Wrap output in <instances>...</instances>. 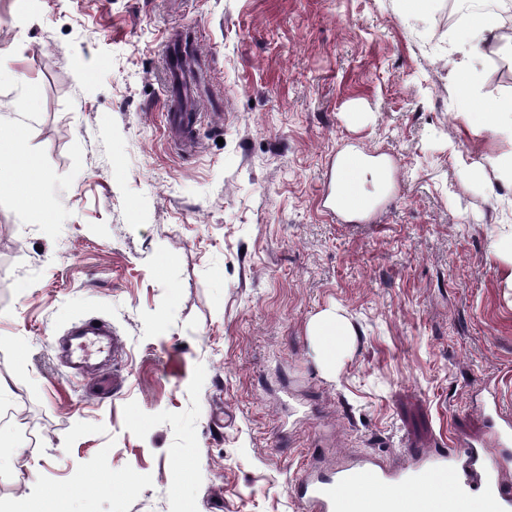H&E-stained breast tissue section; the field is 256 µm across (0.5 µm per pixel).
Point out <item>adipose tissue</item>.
<instances>
[{
  "instance_id": "1",
  "label": "adipose tissue",
  "mask_w": 512,
  "mask_h": 512,
  "mask_svg": "<svg viewBox=\"0 0 512 512\" xmlns=\"http://www.w3.org/2000/svg\"><path fill=\"white\" fill-rule=\"evenodd\" d=\"M465 28L458 39L465 57L481 58L500 28V16L496 8L486 0H459ZM390 180L386 159L370 156L357 150L342 154L334 169L336 207L348 218L371 208ZM371 183L372 191H364V183ZM309 333L316 341L318 357L326 370H335L344 350L350 342L352 329L345 317L337 311H325L316 315L309 324Z\"/></svg>"
}]
</instances>
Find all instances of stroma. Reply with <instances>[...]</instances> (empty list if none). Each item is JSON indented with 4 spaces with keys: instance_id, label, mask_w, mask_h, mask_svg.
<instances>
[{
    "instance_id": "35a3bbf8",
    "label": "stroma",
    "mask_w": 512,
    "mask_h": 512,
    "mask_svg": "<svg viewBox=\"0 0 512 512\" xmlns=\"http://www.w3.org/2000/svg\"><path fill=\"white\" fill-rule=\"evenodd\" d=\"M457 0H0V174L31 159L48 213L0 192V512H302L305 467L390 468L489 439L512 409V144L460 110ZM204 73L169 137L166 36ZM471 100L512 97V44ZM386 157L366 219L328 209L337 156ZM482 165L487 181L465 182ZM353 329L334 372L308 332ZM104 320L125 347L100 399L57 355Z\"/></svg>"
}]
</instances>
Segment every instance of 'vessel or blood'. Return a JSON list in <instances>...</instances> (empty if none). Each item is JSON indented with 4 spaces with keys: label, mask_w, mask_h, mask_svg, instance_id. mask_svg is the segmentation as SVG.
Listing matches in <instances>:
<instances>
[{
    "label": "vessel or blood",
    "mask_w": 512,
    "mask_h": 512,
    "mask_svg": "<svg viewBox=\"0 0 512 512\" xmlns=\"http://www.w3.org/2000/svg\"><path fill=\"white\" fill-rule=\"evenodd\" d=\"M193 40L191 31H174L169 39L166 117L172 133H188L199 119L187 107L192 79L186 70V52ZM118 342L109 338L106 325L84 322L75 328L64 351L76 368H84L92 359L118 352ZM497 432L493 446L512 445V413L495 403L490 416ZM453 453L415 454L414 460L393 472L373 459L356 461L346 468L317 472L305 471L293 487L304 512H433L430 499L443 497V512H453L456 499L477 494L484 498L487 512H512V481L502 478L486 464L485 451L463 436L453 437ZM408 487L400 499L392 495L396 487Z\"/></svg>",
    "instance_id": "vessel-or-blood-1"
}]
</instances>
